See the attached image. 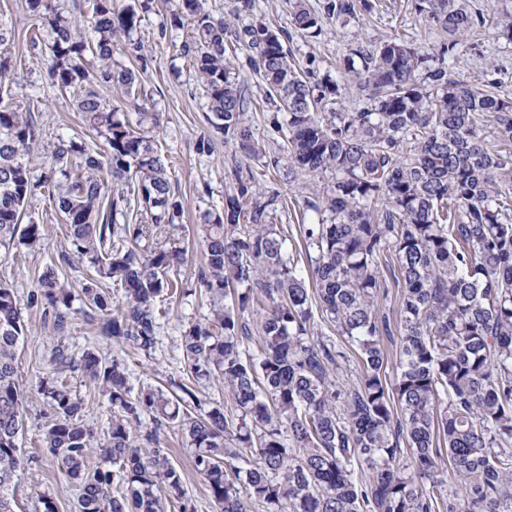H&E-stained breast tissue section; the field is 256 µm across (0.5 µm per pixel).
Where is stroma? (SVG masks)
I'll return each instance as SVG.
<instances>
[{
  "label": "stroma",
  "instance_id": "1",
  "mask_svg": "<svg viewBox=\"0 0 512 512\" xmlns=\"http://www.w3.org/2000/svg\"><path fill=\"white\" fill-rule=\"evenodd\" d=\"M369 7L355 17L327 20L323 34L316 39L301 36L291 28L288 0H255L251 14L242 16L241 24L261 23L277 31H285L283 45L297 61L312 64L316 79L340 81L344 56L358 43L375 44L395 37L414 45L423 53L436 54L448 35L427 23L418 15L412 0H368ZM476 6L490 5L497 21L488 25L478 37L472 38L466 52L447 58L446 66L457 78L472 87L486 84L490 70H497L505 89L512 91V42L501 34L499 20L512 15V0H473ZM179 0H139L141 18L134 34L143 46L142 59L114 49L112 60L116 65L139 70L143 80L137 86L138 103L111 87H100V94L110 99L120 111L126 112L130 121H137L139 111L158 113L159 126L150 128L149 134L158 140L168 159L172 187L182 202L185 216L181 226L162 227L147 243L148 248L164 245L165 241L178 239L189 248L188 262L183 267L181 279L189 288V295L174 300L162 319L161 342L153 355L145 357L97 335L93 326L84 319H76L69 341L75 350L89 346L99 347L107 357L124 359L130 365V383L134 389L155 386L168 376L180 375L182 365L177 349L178 339L188 322L202 318L208 308L200 295L195 294L197 272L203 262L202 251L194 241L197 224L205 212H221L228 192L236 181L257 187L262 198H276L277 209L273 221L288 238L293 248H302L300 225L302 221H315L314 212L305 208L303 200L311 191L327 186L326 174L298 181L293 168L283 156L285 138L272 128L271 118L279 111L276 99L270 98L262 79L248 63L249 50L242 44L227 40L226 57L236 81L244 88L249 99L246 118L252 125L264 151L262 155L247 157L236 141L215 133L206 121L208 99L198 82L193 62L181 52V46L192 36V21L176 24L171 20ZM0 20L11 27L14 39L10 52L16 64V81L13 94L21 105L34 111L43 128L37 145L38 153L50 157L57 138L81 137L95 143V136L82 121L69 99L60 96L47 74V55L30 40L35 21L26 9L25 0H0ZM341 83V81H340ZM361 91L352 83H341L335 109L353 112L361 107ZM212 140L210 155H199L195 144L200 137ZM278 159V166H271V159ZM27 220L41 224L47 243L34 254L11 253L0 258V280L11 283L19 296H27L38 274L49 265L57 264L58 254L66 235V226L43 193H34L26 210ZM32 327L18 356V376L21 386L34 388L46 371L49 351L53 345L50 324L41 314H26ZM42 421L36 413H29L26 427L19 440L22 452L34 473L33 479L22 480L14 492L15 512H42L38 500L40 492L53 497L57 512H74L77 491L53 467L47 458L42 442ZM170 459L185 473V495L196 505V512H217L205 492L203 482L190 465L187 448L182 447L179 435L167 431L162 436Z\"/></svg>",
  "mask_w": 512,
  "mask_h": 512
}]
</instances>
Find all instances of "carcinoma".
Masks as SVG:
<instances>
[{"instance_id": "obj_1", "label": "carcinoma", "mask_w": 512, "mask_h": 512, "mask_svg": "<svg viewBox=\"0 0 512 512\" xmlns=\"http://www.w3.org/2000/svg\"><path fill=\"white\" fill-rule=\"evenodd\" d=\"M357 2L323 0L312 9L295 0L291 25L317 37L324 20L356 15ZM90 3L87 39L50 0H26L48 35L52 84L102 142L58 139L40 180V128L33 111L13 101L12 29L0 22V252L44 248L42 225L23 223L38 185L67 224L62 264L77 258L93 269L78 295L55 265L28 293V307L41 311L56 339L31 391L17 367L30 328L16 289L0 281V512H14L10 491L29 471L17 436L35 399L48 407L43 443L52 466L80 486L75 512H196L183 471L162 446L168 428L181 433L219 512H253L256 504L264 512H512V97L502 81L475 90L388 38L345 57L362 108L323 114L339 84L308 81L282 33L232 29L201 0H181L179 12L196 29L182 51L205 88L209 125L244 155L262 152L224 57L229 33L252 51L250 67L270 95L288 106L286 157L295 174L335 180L305 200L318 220L301 227L304 272L270 222L274 200L249 196L234 173L236 194L198 225L204 262L196 287L208 313L180 336L187 378L171 380L170 391L136 392L124 361L94 347L78 354L68 334L80 314L106 339L156 351L164 296L177 293L172 275L188 256L175 243L150 252L140 243L182 223L183 205L161 146L98 92H132L136 75L112 65V47L124 39L140 54L132 38L140 15L116 0ZM414 9L448 33L442 58L457 55L487 22L468 0H414ZM421 74L433 91L418 82ZM129 180L137 185L136 220L118 189ZM385 272L402 285L396 334L380 314ZM108 284L123 289L121 301ZM320 318L357 353L359 371L348 379L340 345L315 333ZM383 334L397 336L393 375ZM74 376L107 399L104 431L88 423ZM212 380L227 402L206 411L201 391ZM94 452L101 463L92 466Z\"/></svg>"}]
</instances>
